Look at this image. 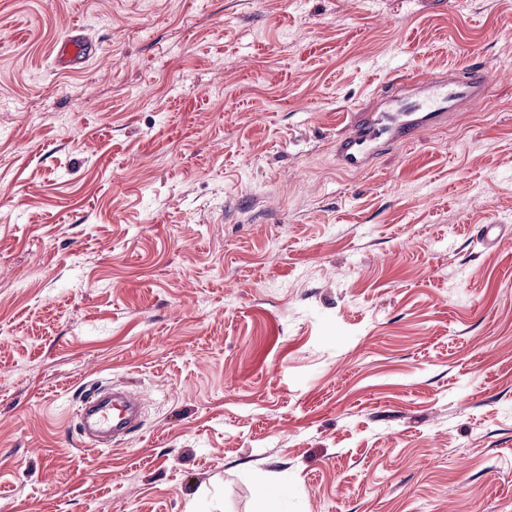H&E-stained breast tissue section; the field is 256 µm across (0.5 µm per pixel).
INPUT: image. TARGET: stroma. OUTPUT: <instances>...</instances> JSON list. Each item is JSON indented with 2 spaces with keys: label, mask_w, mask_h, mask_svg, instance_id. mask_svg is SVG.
I'll use <instances>...</instances> for the list:
<instances>
[{
  "label": "stroma",
  "mask_w": 512,
  "mask_h": 512,
  "mask_svg": "<svg viewBox=\"0 0 512 512\" xmlns=\"http://www.w3.org/2000/svg\"><path fill=\"white\" fill-rule=\"evenodd\" d=\"M0 512H512V0H0ZM92 44L80 31H72L64 41L55 47L58 62L67 69H77L89 55ZM488 77L482 69H475L452 82L436 80L424 84L411 80L407 84L418 90L415 101L409 103L397 94L382 97L383 106L368 112L339 142L341 168L347 172L362 171L369 167L380 148L412 144L419 132L439 123L452 108L481 100ZM95 387L82 396L84 399L77 412V426L85 438L101 445L114 446L116 444L112 445V441L119 443L138 429L140 398L133 391L121 390L114 396L120 403L118 408L103 395L102 389L95 390Z\"/></svg>",
  "instance_id": "stroma-1"
}]
</instances>
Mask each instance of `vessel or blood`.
<instances>
[{
    "label": "vessel or blood",
    "mask_w": 512,
    "mask_h": 512,
    "mask_svg": "<svg viewBox=\"0 0 512 512\" xmlns=\"http://www.w3.org/2000/svg\"><path fill=\"white\" fill-rule=\"evenodd\" d=\"M91 49V42L75 30L56 45L55 52L64 68L74 69ZM487 82V73L476 69L452 82L436 80L418 84L417 98L412 102L398 95L383 97L382 107L367 113L339 142L337 155L342 169L347 172L364 170L380 148L412 144L419 132L439 123L452 108L481 100ZM139 406V396L127 389L112 399L99 389L86 392L77 412L79 432L105 446L121 442L138 429Z\"/></svg>",
    "instance_id": "obj_1"
}]
</instances>
